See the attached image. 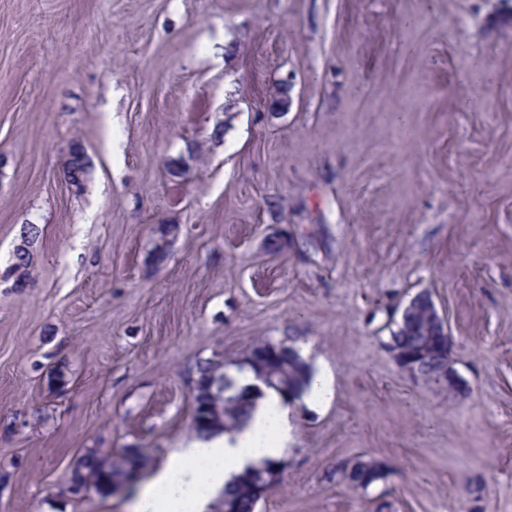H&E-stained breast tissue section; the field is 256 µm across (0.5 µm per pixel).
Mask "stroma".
Listing matches in <instances>:
<instances>
[{
  "label": "stroma",
  "instance_id": "35a3bbf8",
  "mask_svg": "<svg viewBox=\"0 0 512 512\" xmlns=\"http://www.w3.org/2000/svg\"><path fill=\"white\" fill-rule=\"evenodd\" d=\"M422 291L459 393L383 346ZM261 339L333 397L256 512H512V0H0V512H130L83 456L151 477ZM423 305L425 308L429 310V314L433 320V324L437 328V336L439 339L448 341V344L451 341V337L448 333V325L445 318L440 315L439 311L435 309L431 297L428 293L422 292L417 294L412 298V301L409 304V307L416 305ZM115 471V461L112 460V454L102 455L97 450H90L83 457L74 476L83 475L88 482L87 487L105 490L112 494L114 490L112 488V475ZM348 472L349 480L352 484L363 485L364 490L378 482L385 476L382 464L374 460H357L344 469V473Z\"/></svg>",
  "mask_w": 512,
  "mask_h": 512
}]
</instances>
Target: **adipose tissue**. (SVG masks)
I'll return each instance as SVG.
<instances>
[{"label": "adipose tissue", "mask_w": 512, "mask_h": 512, "mask_svg": "<svg viewBox=\"0 0 512 512\" xmlns=\"http://www.w3.org/2000/svg\"><path fill=\"white\" fill-rule=\"evenodd\" d=\"M294 430L289 403L265 392L237 432L194 439L176 450L146 483L133 512H205L215 491L261 461L281 460Z\"/></svg>", "instance_id": "adipose-tissue-1"}]
</instances>
